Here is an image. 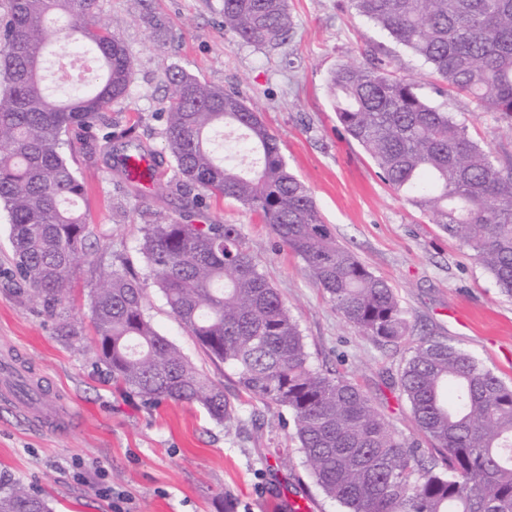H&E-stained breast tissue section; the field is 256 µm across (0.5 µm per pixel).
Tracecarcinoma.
Masks as SVG:
<instances>
[{"label":"carcinoma","instance_id":"1","mask_svg":"<svg viewBox=\"0 0 512 512\" xmlns=\"http://www.w3.org/2000/svg\"><path fill=\"white\" fill-rule=\"evenodd\" d=\"M431 69L435 91L464 94L512 130V0H351ZM0 208L10 224L16 276L54 315L91 231L85 185L65 147L81 153L94 132L112 142V104L128 94L130 55L100 21L99 0H3L0 4ZM287 0H224V31L256 48L282 44ZM64 38L93 54L85 83L54 94L45 64ZM163 134L183 185L257 214L297 256L342 318L379 345L409 336L394 288L323 224L309 187L288 171L260 110L243 96L180 70ZM328 90L346 134L378 174L448 238L469 249L512 298V154L473 140L467 126L425 98L397 59L339 63ZM237 133L222 147L225 129ZM120 156L132 187L142 174ZM177 320L239 387L286 410L303 463L341 512H512V384L462 348L423 338L394 385L429 447L400 434L345 376L311 366L297 319L246 248L238 224H148L140 243ZM96 358L112 387L143 404L199 403L230 426L238 409L154 326L144 288L126 268L99 269L90 299ZM0 512H52L49 498L0 478Z\"/></svg>","mask_w":512,"mask_h":512}]
</instances>
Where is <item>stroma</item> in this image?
<instances>
[{
    "mask_svg": "<svg viewBox=\"0 0 512 512\" xmlns=\"http://www.w3.org/2000/svg\"><path fill=\"white\" fill-rule=\"evenodd\" d=\"M101 15L127 45L129 97L113 104L114 124L133 143L150 147L151 181L128 191L116 163L123 142H90L76 165L87 194L83 207L95 248L80 262L65 310L50 316L14 276L6 216L0 212V357L12 356L42 389L54 391L49 413L61 422L80 415L61 436L21 420L0 406V475L48 494L54 512H288L307 499L312 512H340L314 484L297 449L287 411L266 408L239 389L232 370L211 361L172 315L139 251L145 225L170 220L240 225L261 268L287 300L311 353L325 373L342 374L371 397L406 436L415 426L409 403L391 386L408 349L419 338L447 340L476 356L512 384V299L500 294L470 250L448 239L379 177L364 149L344 133L327 92L336 64L368 55L395 57L403 73L434 104L494 149L512 151V130L468 97L435 95L420 59L348 0H288L294 28L275 48L258 49L224 32L223 0H100ZM240 92L255 103L277 137L289 170L311 190L324 224L395 289L411 332L399 348L361 336L336 312L299 258L278 243L258 217L230 200L206 199L188 210L163 136L162 114L171 93L170 70ZM128 260L145 288L153 324L240 407L231 428L197 404L145 407L121 395L89 348L60 336L71 322L91 334L90 295L96 263Z\"/></svg>",
    "mask_w": 512,
    "mask_h": 512,
    "instance_id": "stroma-1",
    "label": "stroma"
}]
</instances>
